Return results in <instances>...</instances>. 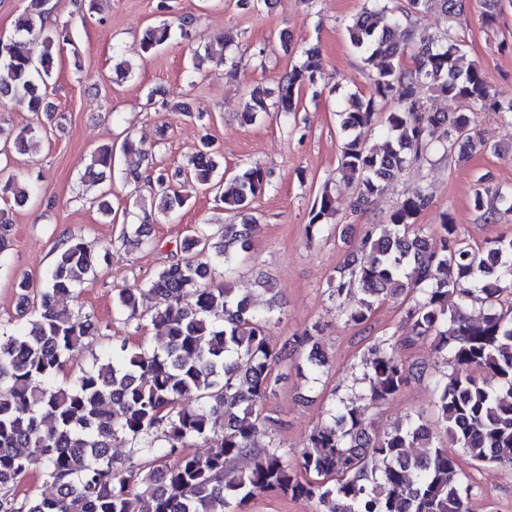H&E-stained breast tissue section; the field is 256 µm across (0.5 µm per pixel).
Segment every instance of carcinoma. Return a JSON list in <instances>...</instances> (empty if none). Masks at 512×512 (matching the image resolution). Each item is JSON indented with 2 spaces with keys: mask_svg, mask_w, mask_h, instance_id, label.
I'll return each mask as SVG.
<instances>
[{
  "mask_svg": "<svg viewBox=\"0 0 512 512\" xmlns=\"http://www.w3.org/2000/svg\"><path fill=\"white\" fill-rule=\"evenodd\" d=\"M370 2L346 26L351 47L372 74L368 94L353 97L339 113L336 168L359 205L437 147L455 162L497 149L471 133L477 113L498 112L512 126V97L492 90L477 64L463 62L457 29L468 0H407L401 11L388 0ZM45 3L28 0L16 21L17 36L0 44V69L7 72L0 96L22 95L34 112L52 111L48 80L55 48L72 42L68 26L47 23ZM434 7L445 16L446 29L439 35L417 30ZM192 23V17L179 16L175 24L147 27L141 52L153 53L174 28ZM403 27L418 38L413 66L402 64L406 44L397 31ZM304 55L283 76L276 99L262 87L251 88L244 122L260 113L295 115L299 91L317 86L322 74L318 47ZM423 87L460 101L464 111H428L418 96ZM374 125L381 127V144L363 135ZM38 130L27 124L5 135L0 128V138L23 154ZM154 150L130 137L99 148L83 178L102 181L119 155L138 154L159 208L171 216L185 200L173 176L154 169ZM184 173L244 222L215 230L200 225L143 289L117 291L115 314L137 321L138 329L152 326L155 343L114 344L61 383L69 353L103 335V327L89 313L58 306L56 298L77 297L107 255L72 237L59 247L36 295L28 281L18 283L19 307L33 306L34 318L24 325L0 321V512H247L252 500L267 494L314 500L322 512H471L477 490L460 459L512 470V238L474 246L460 238L446 211L436 237L424 235L416 221L433 203L426 189L398 203L381 234L368 231L362 257L347 260L339 277L329 279V297L355 326L367 323L380 302L401 297L408 333L368 347L358 378L361 399L368 406L386 403L423 378L429 365L408 362L404 351L429 343L451 367L434 380L433 409L450 447L435 443L418 415L376 437L365 408L339 397L294 463L281 442L259 447L255 437L277 422L264 408L281 382L280 362L304 351L298 374L321 380L328 363L318 338L322 328L315 324L277 350L268 336L279 315L274 299H263L273 291L271 283L260 282L256 295H236L217 281L253 250L248 210L265 191L267 175L258 165L227 175L206 136ZM36 193L19 169L0 177V197L21 204ZM484 193L475 189L474 207L492 223L497 211L484 208ZM312 212L309 227L318 228L336 215L335 197L323 191ZM119 242L154 246L142 224L132 236L122 228ZM142 290L163 305L139 313ZM354 290L362 298L347 307L345 297ZM117 441L128 448L119 461L112 455ZM200 441L209 445L203 456L193 451ZM37 468L54 491L20 495L21 483Z\"/></svg>",
  "mask_w": 512,
  "mask_h": 512,
  "instance_id": "carcinoma-1",
  "label": "carcinoma"
}]
</instances>
